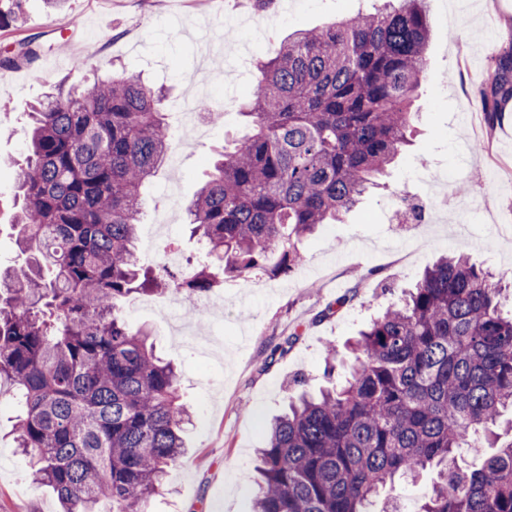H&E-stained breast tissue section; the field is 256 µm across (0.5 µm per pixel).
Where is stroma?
I'll return each mask as SVG.
<instances>
[{
    "mask_svg": "<svg viewBox=\"0 0 512 512\" xmlns=\"http://www.w3.org/2000/svg\"><path fill=\"white\" fill-rule=\"evenodd\" d=\"M225 0H19L18 29L0 32V56L17 40H35V59L0 68V267L20 264L12 220L19 166L26 156L27 106L58 81L85 88L125 71L168 93L167 121L180 146L147 188L136 250L156 267L157 222L170 221L188 260L200 256L184 208L210 171L213 151L241 136L239 100L255 61L273 55L294 30L314 28L364 9L363 0H273L248 5L249 21L227 29ZM428 0V71L418 101L417 135L392 165L384 187L366 194L342 221L301 238L300 264L286 274L225 282L186 302L183 295L125 303L124 320L149 332L158 355L181 371L180 394L192 411L186 452L155 496L151 512H253L255 451L269 421L301 390L327 386L324 356L346 343L397 300L443 253H461L512 281V105L494 127L490 150L474 147L485 115L477 99L493 45L512 32V0ZM221 95L223 121L178 131L183 97ZM468 191L459 195L456 183ZM341 296L350 307L326 318ZM298 339L283 357L272 350ZM14 410L0 398V512H59L51 488L31 482L15 446Z\"/></svg>",
    "mask_w": 512,
    "mask_h": 512,
    "instance_id": "obj_1",
    "label": "stroma"
}]
</instances>
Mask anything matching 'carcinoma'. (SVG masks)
I'll list each match as a JSON object with an SVG mask.
<instances>
[{
    "label": "carcinoma",
    "instance_id": "cac0c4a2",
    "mask_svg": "<svg viewBox=\"0 0 512 512\" xmlns=\"http://www.w3.org/2000/svg\"><path fill=\"white\" fill-rule=\"evenodd\" d=\"M381 5L299 29L257 63L242 105L249 133L215 151L186 206L207 260L186 280L143 269L134 243L144 191L172 149L167 94L115 73L63 83L31 107L18 174L21 288L0 287V395L36 486L63 512H148L184 457L190 421L180 375L149 333L117 314L136 293L189 298L235 278L292 271L296 242L334 224L380 185L409 145L427 64V0ZM13 2L0 31L18 26ZM17 43L1 67L38 56ZM489 123L512 102V37L480 91ZM197 112L215 121L210 98ZM509 286L464 255L426 268L349 345L339 384L301 395L259 449L254 512H371L400 478L436 471L418 512H512V314ZM488 448L461 470L463 446Z\"/></svg>",
    "mask_w": 512,
    "mask_h": 512
}]
</instances>
